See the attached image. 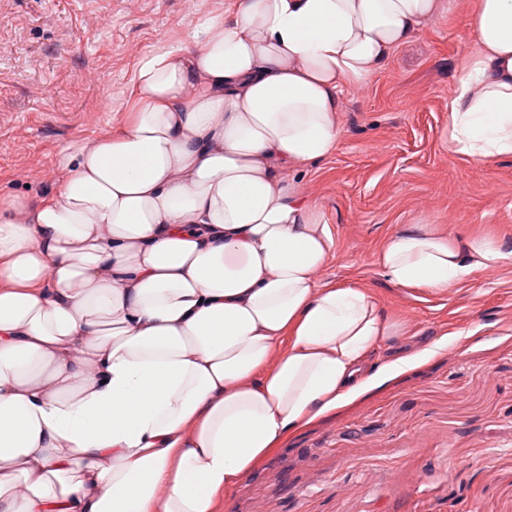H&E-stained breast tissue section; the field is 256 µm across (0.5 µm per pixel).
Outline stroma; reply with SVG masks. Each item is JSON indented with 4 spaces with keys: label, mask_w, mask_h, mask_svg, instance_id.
<instances>
[{
    "label": "stroma",
    "mask_w": 512,
    "mask_h": 512,
    "mask_svg": "<svg viewBox=\"0 0 512 512\" xmlns=\"http://www.w3.org/2000/svg\"><path fill=\"white\" fill-rule=\"evenodd\" d=\"M236 0H0V195L57 191L59 151L108 131L139 62L180 45ZM470 0L342 97L335 152L298 179L329 224L321 283L371 293L406 328L414 358L383 371L292 434L220 512H512V259L447 291L400 288L374 257L404 224L512 242V158L448 151L454 64L471 43ZM447 338L425 351L427 341Z\"/></svg>",
    "instance_id": "obj_1"
}]
</instances>
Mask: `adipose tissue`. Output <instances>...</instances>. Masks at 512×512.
<instances>
[{"label": "adipose tissue", "instance_id": "adipose-tissue-1", "mask_svg": "<svg viewBox=\"0 0 512 512\" xmlns=\"http://www.w3.org/2000/svg\"><path fill=\"white\" fill-rule=\"evenodd\" d=\"M446 0H237L145 56L122 121L62 149L58 191L0 197V512H219L366 381L395 324L318 275L293 180L335 151L346 89ZM448 147L512 157V0H476ZM512 245L406 224L376 255L448 290Z\"/></svg>", "mask_w": 512, "mask_h": 512}]
</instances>
